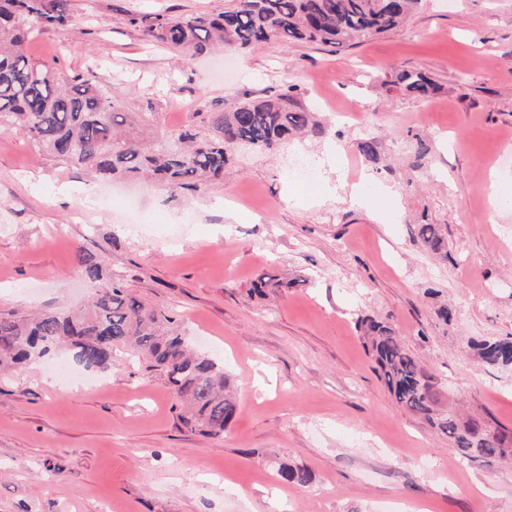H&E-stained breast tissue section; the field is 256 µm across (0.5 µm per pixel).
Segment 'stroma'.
Listing matches in <instances>:
<instances>
[{
  "instance_id": "35a3bbf8",
  "label": "stroma",
  "mask_w": 512,
  "mask_h": 512,
  "mask_svg": "<svg viewBox=\"0 0 512 512\" xmlns=\"http://www.w3.org/2000/svg\"><path fill=\"white\" fill-rule=\"evenodd\" d=\"M225 0H70L67 31L26 53L61 76L102 80L146 113L150 145L209 113L293 85L323 135L243 148L202 192L93 171L0 131V313L83 306L91 254L147 305L175 316L223 363L239 402L219 438L188 432L158 375L118 357L93 386L53 372L71 354L0 370V512H512V462L458 463L446 438L402 410L358 321L390 323L434 377L440 409L461 402L512 429V372L473 355L512 334V0H422L408 22L357 44L260 43L199 55L151 38V17L222 11ZM426 74V97L394 84ZM372 138L378 158L360 155ZM351 154L358 188L298 152ZM441 225L448 255L413 237ZM296 278L256 291L259 276ZM444 304L456 316L436 315ZM307 468L283 484L281 463ZM318 162L316 159L300 155L294 161L290 174L296 178L300 183H314L318 174Z\"/></svg>"
}]
</instances>
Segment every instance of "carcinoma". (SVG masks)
Listing matches in <instances>:
<instances>
[{
  "instance_id": "carcinoma-1",
  "label": "carcinoma",
  "mask_w": 512,
  "mask_h": 512,
  "mask_svg": "<svg viewBox=\"0 0 512 512\" xmlns=\"http://www.w3.org/2000/svg\"><path fill=\"white\" fill-rule=\"evenodd\" d=\"M69 0H0V129L26 134L43 152L93 170L106 179L153 177L174 192L201 191L224 177L232 148L271 151L294 135L321 129L312 112L294 101V87L246 100L207 121L206 131L180 129L142 145L123 133L126 113L116 109L104 86L78 76L61 83L31 60L25 42L39 28L65 31ZM420 0H232L217 14L189 18L157 16L148 33L173 48L246 49L256 43L304 42L336 47L399 26ZM395 83L426 96L435 84L424 74L404 70ZM414 236L441 251L436 224H417ZM81 275L95 286L88 307L79 311L45 309L31 319L0 315V367L23 365L64 348L87 368L106 369L119 353L138 359L149 373L163 376L178 399L184 426L210 437L224 435L238 412L226 392L224 366L195 352L178 331L176 319L140 302L90 255H77ZM379 378L403 410L425 420L448 439L462 462L491 463L512 454V432L484 416L437 409L433 376L382 321H362ZM480 360L512 370V336L471 343ZM287 483L306 486L312 476L301 466L282 464Z\"/></svg>"
}]
</instances>
